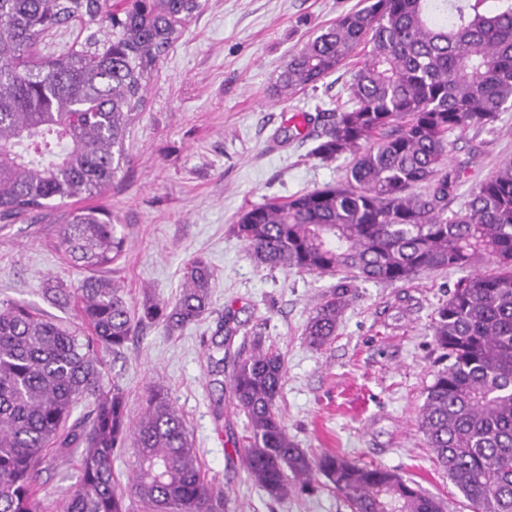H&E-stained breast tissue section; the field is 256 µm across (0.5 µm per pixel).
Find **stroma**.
I'll use <instances>...</instances> for the list:
<instances>
[{
	"instance_id": "stroma-1",
	"label": "stroma",
	"mask_w": 512,
	"mask_h": 512,
	"mask_svg": "<svg viewBox=\"0 0 512 512\" xmlns=\"http://www.w3.org/2000/svg\"><path fill=\"white\" fill-rule=\"evenodd\" d=\"M357 2L207 0L147 83L123 170L85 201L111 212L126 239L122 257L103 275L123 287L132 310L173 300L193 258L213 273L211 308L200 321L172 334L134 323L122 349L100 356L105 384L125 394L129 421L138 420L150 388H164L187 422L208 481L224 490V512H349L341 496L322 487L274 501L247 479L233 447L245 434V416L228 398L223 424L213 418L221 386L210 357L229 311L239 323L229 355L250 349L257 336L282 353L278 403L299 448L393 469L439 498L444 512H471L419 428L426 389L444 365L432 322L456 273L359 285L347 296L335 337L316 349L304 329L339 277L257 264L231 230L252 205L343 180L347 160L321 163L309 154L312 141L289 138L288 128L300 114L341 109L356 62L285 97L274 83L289 53ZM448 154L449 168L460 174L449 203L456 210L512 160V110L487 128L452 134ZM63 219L60 210L29 213L0 229V303L76 322L73 306H58L44 293L48 279L74 283L87 275L59 247ZM80 458L74 449L43 460L48 512H57L78 481Z\"/></svg>"
}]
</instances>
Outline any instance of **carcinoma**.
<instances>
[{"mask_svg": "<svg viewBox=\"0 0 512 512\" xmlns=\"http://www.w3.org/2000/svg\"><path fill=\"white\" fill-rule=\"evenodd\" d=\"M204 7L119 0L108 12L103 0H0V221L112 185L147 82ZM77 18L87 31L80 48L32 60L40 37ZM360 48L345 108L321 115L310 150L326 164L352 156L345 179L254 205L232 231L260 264L351 279L308 320L315 348L336 335L353 283L459 273L432 326L448 365L426 389L421 431L472 512H512V161L448 210L458 183L448 134L512 107V0H359L289 55L276 85L314 86ZM65 224L61 247L79 268L105 269L124 250L107 211L71 209ZM211 280L205 261L191 260L178 297L144 304L140 320L168 331L198 321ZM46 294L74 301L79 323L0 303V512H46L40 462L80 446L81 475L62 512H127L112 473L122 451L134 458L131 490L145 512H224V491L205 480L164 389H151L132 427L124 392L103 382L99 351L122 347L133 323L121 286L88 276L51 282ZM283 378L280 352L259 340L228 374L247 419L241 464L270 498L320 486L350 512H443L394 470L297 447L277 404ZM80 401L89 412L72 422Z\"/></svg>", "mask_w": 512, "mask_h": 512, "instance_id": "obj_1", "label": "carcinoma"}]
</instances>
